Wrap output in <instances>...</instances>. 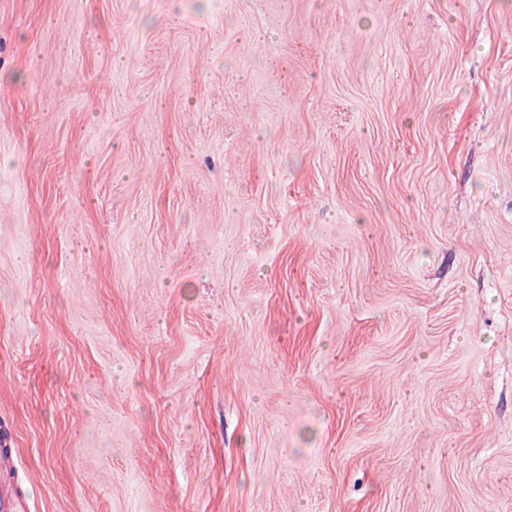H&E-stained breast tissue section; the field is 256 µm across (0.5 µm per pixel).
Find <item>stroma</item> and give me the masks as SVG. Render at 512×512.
<instances>
[{"label":"stroma","instance_id":"1","mask_svg":"<svg viewBox=\"0 0 512 512\" xmlns=\"http://www.w3.org/2000/svg\"><path fill=\"white\" fill-rule=\"evenodd\" d=\"M30 512H512V0H0V445Z\"/></svg>","mask_w":512,"mask_h":512}]
</instances>
